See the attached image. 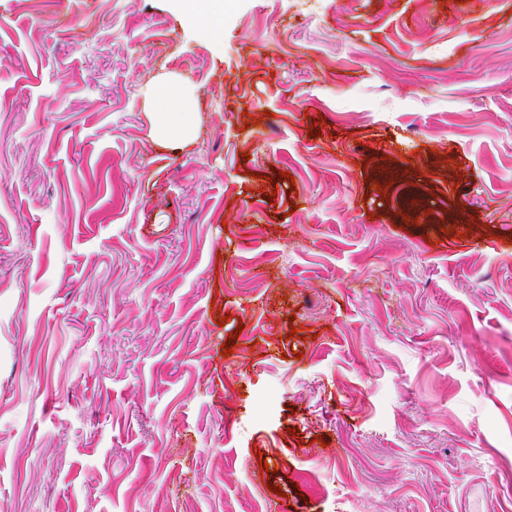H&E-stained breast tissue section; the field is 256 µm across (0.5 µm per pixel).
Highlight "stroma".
Returning <instances> with one entry per match:
<instances>
[{"label": "stroma", "instance_id": "1", "mask_svg": "<svg viewBox=\"0 0 512 512\" xmlns=\"http://www.w3.org/2000/svg\"><path fill=\"white\" fill-rule=\"evenodd\" d=\"M282 506L512 512V0H0V512ZM184 5L192 18L202 14L200 24L205 34L211 38H219L224 26L223 0H177ZM155 96L165 103L162 112H155L157 130L162 138L181 140L187 138L193 128V113L184 107V92L177 83H165L154 88Z\"/></svg>", "mask_w": 512, "mask_h": 512}]
</instances>
